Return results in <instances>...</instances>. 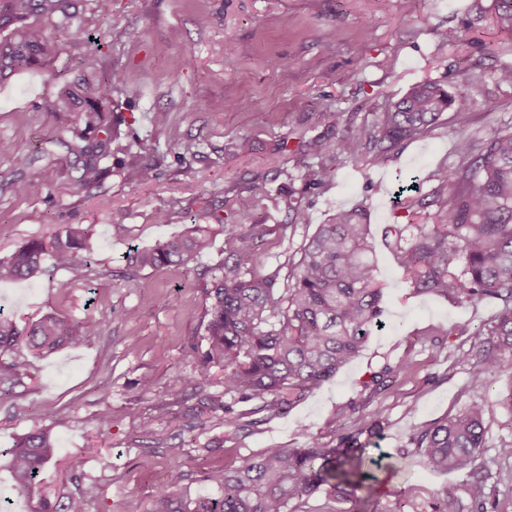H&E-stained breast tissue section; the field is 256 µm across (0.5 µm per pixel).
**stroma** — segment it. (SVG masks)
Here are the masks:
<instances>
[{"label":"stroma","mask_w":512,"mask_h":512,"mask_svg":"<svg viewBox=\"0 0 512 512\" xmlns=\"http://www.w3.org/2000/svg\"><path fill=\"white\" fill-rule=\"evenodd\" d=\"M468 2L113 0L99 64L121 76L112 91L121 120L117 156L144 150L155 175L129 184L118 161L89 195L65 177L46 185L41 158L25 171L28 190L18 195L10 165L0 160V256L69 224L96 227L90 267L0 282V307L22 326L48 313L103 321L81 348L22 353L28 378L0 399V450L15 435L50 426L59 463L43 477L52 496L82 497L87 512H148L163 486L208 493L206 472L239 455L302 448L313 435L337 444L353 427L351 409L360 408L378 422L369 453L383 456L385 467L372 492H359L358 512H432L443 487H462L466 475L430 471L410 439L476 398L461 329L490 320L499 306L414 295L382 230L408 221L395 198L398 186L414 178L428 194L432 173L455 162L460 144L512 125V84L496 78L501 65H512V36L487 21L461 33ZM44 29L59 44L58 56L0 82V140L27 152L45 138H71L77 126L75 113L49 115L39 105L78 75L84 49L52 23ZM132 30L139 39H129ZM442 31L447 40L439 39ZM426 78L452 91L468 88L475 105L467 119L446 112L385 165L372 166L364 155L342 160L326 184H307L299 162L304 141L335 145L351 125L372 122ZM488 98L494 111L483 105ZM157 112L167 113L166 125H155ZM187 141L196 154H183ZM292 196L310 223L291 236L264 237L265 272L287 277L290 257L315 225L336 209L363 207L384 285L385 325L357 358L289 409L238 431L218 420L189 430L188 405L174 393L206 347L204 286L219 273L224 235L211 237L191 274L176 266L136 271L126 256L193 225L219 224L230 212L243 224L287 223ZM402 360L406 372L387 390L372 391L371 378ZM145 377L153 382L147 392L139 385ZM485 396L483 461L490 467L500 444L512 442V376L497 377ZM105 413L112 421L104 428Z\"/></svg>","instance_id":"obj_1"}]
</instances>
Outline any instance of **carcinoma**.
Segmentation results:
<instances>
[{
	"label": "carcinoma",
	"mask_w": 512,
	"mask_h": 512,
	"mask_svg": "<svg viewBox=\"0 0 512 512\" xmlns=\"http://www.w3.org/2000/svg\"><path fill=\"white\" fill-rule=\"evenodd\" d=\"M492 14V25L512 34V0H471L462 29L467 31ZM83 36L90 46L79 77L61 85L43 100L46 113L77 112L82 128L68 140L58 139L40 153L55 155L64 149L59 163L41 172L49 185L67 176L86 193L98 186L112 144L120 131L112 121V88L116 73L100 74L93 56L101 36L88 32L86 16L75 0H7L0 10V30L14 27L0 38V82L14 72L40 64L59 53L45 34L41 20ZM474 100L464 91L449 92L423 80L409 87L368 125L351 126L331 148L321 142L306 144L305 179L319 186L331 169L326 158L335 154L356 159L366 146L369 163L384 165L404 141L423 137L445 111L468 114ZM0 158L19 172L28 167L26 153L0 141ZM130 184L154 177L152 166L132 155L123 164ZM438 182L431 193L420 195L415 185L402 186L399 200L413 216L437 205L425 222L387 224L383 236L393 258L413 292L433 295L463 305L485 299L500 303L498 314L469 330L471 360L469 383L484 391L499 374L512 375V130H500L489 139L465 144L450 167L436 169ZM447 197H442V194ZM289 222L276 227L280 236L309 223L301 201L289 199ZM224 234V262L220 274L205 285L208 301L206 348L196 370L180 379V391H202L212 382V370L223 372L224 395L235 401H259L253 413L283 410L305 392L330 379L355 359L370 333L383 322V291L369 242L370 225L357 208H341L299 248L286 282L279 274L261 276L265 254L256 239L268 232L262 224L220 225ZM92 224H69L49 241L33 239L0 257V281L30 280L73 270L90 262L88 240ZM210 228L195 225L188 233L169 238L152 248H134L128 260L141 271L176 265L193 271L196 256L209 243ZM103 322L94 316L68 321L46 314L21 328L0 308V396L14 393L26 377L19 359L22 348L39 354L64 347L78 348L98 334ZM488 401L472 400L462 411L423 426L411 438L424 465L437 472H467L468 501L456 488L445 487L437 496L435 512H497L494 488L512 486V444L496 449V471L484 466V421ZM222 417L227 425L241 428L231 407L219 397L205 396L200 408L186 414L192 429L205 426L203 416ZM356 429L340 438L339 446L323 444L312 436L304 448H266L243 454L224 468L208 472L207 494L191 496L162 487L150 512H296L299 503L327 485L334 499L353 501L359 490L369 491L378 482L382 458L364 455L360 437H372L376 422L370 414L353 411ZM57 442L48 427L14 438L11 448L0 450V472L12 487L35 503L34 512H85L84 500L71 496L53 502L41 484V474L57 463Z\"/></svg>",
	"instance_id": "carcinoma-1"
}]
</instances>
